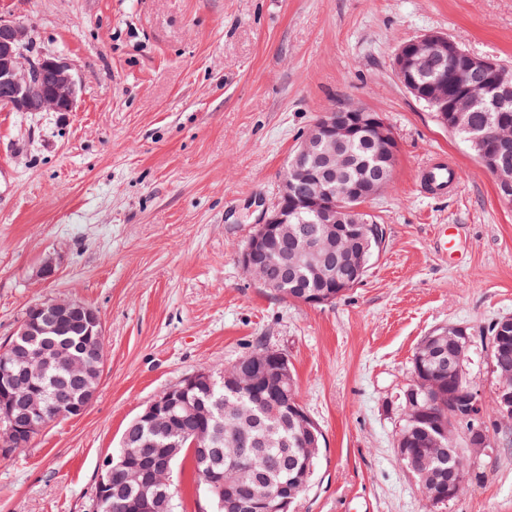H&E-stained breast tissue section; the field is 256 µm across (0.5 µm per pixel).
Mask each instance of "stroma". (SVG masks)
<instances>
[{
    "label": "stroma",
    "instance_id": "stroma-1",
    "mask_svg": "<svg viewBox=\"0 0 512 512\" xmlns=\"http://www.w3.org/2000/svg\"><path fill=\"white\" fill-rule=\"evenodd\" d=\"M76 80L71 112L0 109V343L36 303L94 309L107 357L95 398L28 447H0V512H93L126 425L169 386L262 346L283 354L325 447L295 512H512V419L461 495L433 505L395 450L399 396L429 332L466 326L485 403L489 328L512 316V204L398 83L403 42L447 34L512 68V0H6ZM379 112L400 147L365 204L384 243L362 282L307 305L261 288L238 254L275 203L302 134L330 108ZM458 185L429 196L436 154ZM56 257L59 273L37 281Z\"/></svg>",
    "mask_w": 512,
    "mask_h": 512
}]
</instances>
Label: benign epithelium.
<instances>
[{
    "label": "benign epithelium",
    "instance_id": "obj_1",
    "mask_svg": "<svg viewBox=\"0 0 512 512\" xmlns=\"http://www.w3.org/2000/svg\"><path fill=\"white\" fill-rule=\"evenodd\" d=\"M32 36L30 30L0 13V82L13 88V97L5 106L11 112H72L76 107V80L70 66L55 55L29 52ZM453 59L455 67L450 74L433 77L434 70L444 61ZM392 68L400 85L412 97L425 103L439 123L448 126V119L460 123L466 112L479 101L491 105L498 112L507 111L512 102V83L505 77L506 67L490 56H480L463 49L455 40L440 32H430L401 43L392 58ZM50 70L55 81L50 88L41 87L39 74ZM362 132L368 133L390 168H395L399 145L393 131L378 112L362 106L330 108L324 111L307 130L298 143L293 159L285 165L280 176V189L275 205L265 212L262 222L240 252L239 262L248 273L259 271L261 257L269 243L280 235L283 225L294 223L302 213L313 215L319 230L303 238L293 266L319 271L318 261L331 255L336 248V225L352 227L350 241L354 242L367 233L382 235L379 224H369L363 204L385 188L381 182L368 189L349 187L343 183L328 182L315 172V162L322 155L336 159V148L354 139ZM499 151L484 147L478 150L477 159L482 167L494 176L503 190L501 198L512 200V179L496 164ZM58 272L56 260L49 256L34 273L36 279L48 282ZM79 316L92 323L98 322L97 313L76 299L38 303L29 307L27 317L20 323L17 333L21 336H44L55 328L60 318ZM472 336L467 327L448 326V444L452 454L462 458L467 453L479 451L488 445L482 424V399L468 380L464 362ZM89 357L72 366L77 381L84 384L89 398L83 404L69 405L68 411L83 414L92 401L95 391L91 383L99 382L101 359L95 354V344L87 347ZM270 364L252 373L248 387L252 390L265 385L274 376L279 385L289 383L287 359L278 352L266 354ZM58 359L56 354L40 351L29 358L27 364L17 367L13 356L0 358V418L8 426L0 430V446L11 448L16 440L39 428L50 409L48 402L35 390L25 398L18 396L22 384H31L33 377ZM211 380V373L199 369L178 383L170 386L128 425L122 445L129 443L133 429L147 423L168 427L180 418L175 407L184 402L185 391L199 381ZM494 398L498 409L512 404V384L499 377ZM466 430V446L457 443L456 430ZM170 458L158 457L142 462L127 457L121 473L126 483L144 486L168 476ZM463 486V476L453 468L444 482L435 486L433 501L451 500ZM112 490V464L107 461L98 475V503L110 500ZM292 499L279 488L274 492H254L248 509L250 512H286Z\"/></svg>",
    "mask_w": 512,
    "mask_h": 512
}]
</instances>
